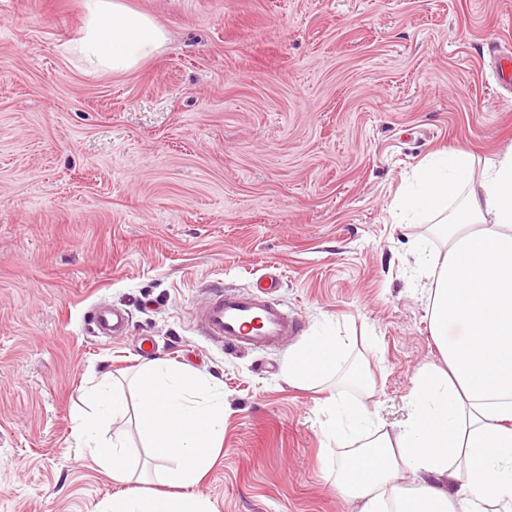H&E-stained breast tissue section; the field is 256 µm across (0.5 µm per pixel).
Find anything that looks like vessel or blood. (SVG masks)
I'll use <instances>...</instances> for the list:
<instances>
[{"label": "vessel or blood", "instance_id": "vessel-or-blood-1", "mask_svg": "<svg viewBox=\"0 0 512 512\" xmlns=\"http://www.w3.org/2000/svg\"><path fill=\"white\" fill-rule=\"evenodd\" d=\"M268 284L258 291L217 289L196 310V321L210 340L233 349H259L280 345L299 329L297 319L268 297ZM129 316L119 307L103 305L94 314V331L99 336H121Z\"/></svg>", "mask_w": 512, "mask_h": 512}]
</instances>
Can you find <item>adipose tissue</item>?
<instances>
[{"label": "adipose tissue", "instance_id": "obj_1", "mask_svg": "<svg viewBox=\"0 0 512 512\" xmlns=\"http://www.w3.org/2000/svg\"><path fill=\"white\" fill-rule=\"evenodd\" d=\"M166 42L152 16L123 0H84L83 27L66 51L92 71L126 74ZM401 212L444 228L446 252H416L443 361L419 369L408 415L389 430L363 403L325 398L324 433L343 450L337 485L362 501L361 512H512V149L479 177L470 153L444 152L417 172ZM349 348L323 325L289 351L283 378L318 387ZM106 424L87 415L80 444L114 481L128 482L129 450L101 441Z\"/></svg>", "mask_w": 512, "mask_h": 512}]
</instances>
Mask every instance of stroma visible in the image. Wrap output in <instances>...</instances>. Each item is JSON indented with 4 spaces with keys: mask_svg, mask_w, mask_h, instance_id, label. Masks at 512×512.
<instances>
[{
    "mask_svg": "<svg viewBox=\"0 0 512 512\" xmlns=\"http://www.w3.org/2000/svg\"><path fill=\"white\" fill-rule=\"evenodd\" d=\"M168 32L125 75L69 61L83 0H0V512H102L161 492L136 426L152 357L224 391V441L197 488L213 512H360L336 486L323 395L288 386V349L330 322L353 339L344 388L402 421L420 367L440 362L415 244L397 223L419 165L463 149L474 172L512 147V0H125ZM267 273L300 324L286 344L233 351L194 320L212 289ZM123 308L126 335H94ZM126 401L106 440L131 481L78 445L86 394ZM93 331L98 336H123L128 329L129 316L119 307L102 305L94 314Z\"/></svg>",
    "mask_w": 512,
    "mask_h": 512,
    "instance_id": "35a3bbf8",
    "label": "stroma"
}]
</instances>
